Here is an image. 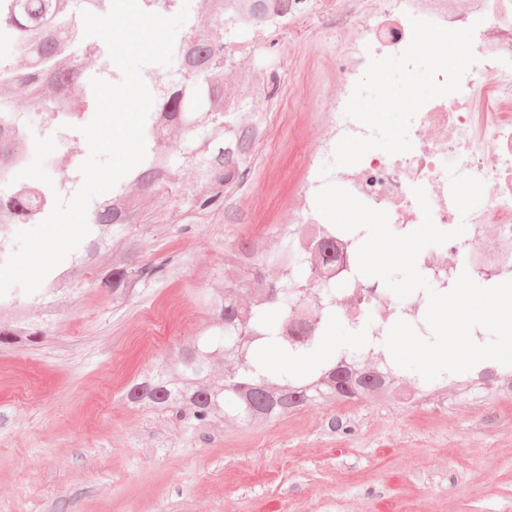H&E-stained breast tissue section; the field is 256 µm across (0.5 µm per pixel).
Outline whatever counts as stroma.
<instances>
[{
    "mask_svg": "<svg viewBox=\"0 0 512 512\" xmlns=\"http://www.w3.org/2000/svg\"><path fill=\"white\" fill-rule=\"evenodd\" d=\"M228 27L224 75L238 121H254L241 76L293 75L291 44L264 59ZM274 161H242L224 207L233 222L191 218L185 196H149L151 219L111 246H143L132 263L161 267L123 307L92 279L54 300L40 344L0 349V512H512V403L480 408L315 403L262 429L189 432L163 413L127 408L119 380L174 365L209 320L201 294L219 288L224 255L266 238L287 207L319 129L282 131Z\"/></svg>",
    "mask_w": 512,
    "mask_h": 512,
    "instance_id": "stroma-1",
    "label": "stroma"
}]
</instances>
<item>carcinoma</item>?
Wrapping results in <instances>:
<instances>
[{"instance_id": "obj_1", "label": "carcinoma", "mask_w": 512, "mask_h": 512, "mask_svg": "<svg viewBox=\"0 0 512 512\" xmlns=\"http://www.w3.org/2000/svg\"><path fill=\"white\" fill-rule=\"evenodd\" d=\"M72 5L73 0H0V28L11 30L19 49L31 59V65L24 69L11 64L0 70V87L24 93L33 111H44L47 99H57L62 108L70 110L81 97L69 85L71 62L82 57L83 46L75 34ZM200 18L207 24L206 34L192 46L183 81L162 91L158 110L162 111L165 131L182 129L194 142L193 151L183 157L186 165L195 168V181L186 191L194 201V211L219 216L224 214V200L243 178L239 161L253 148L258 129L224 112V82L214 77L224 68L222 0H207ZM195 92L205 101L207 111H192ZM162 140L164 137L159 135L148 138L144 161L119 187L124 203L112 208L99 223L110 224L115 230L142 217L144 201L156 187V177L172 173L173 153L161 149ZM27 149V142L15 136L1 142L0 165H7L9 159L27 153ZM139 248L140 242L131 239L120 254L95 252L101 283L111 289L117 305L126 302L155 274L152 268L129 264V255ZM251 248L247 242L230 254L229 261L239 268L240 276L224 279V291L206 297L213 324L183 348L177 375L170 379L163 369L142 373L124 392L127 407L170 412L195 432L204 433L217 422L224 423V431L231 432L242 423L266 426L313 400L333 403L370 394L373 386L369 382L336 372L334 356L313 371L319 383L301 391L288 389L294 381L290 373L273 372L262 364L258 351L265 345L273 344L293 354L314 347L324 307H317V322L309 324L310 339L294 343L281 332V324L267 316L266 306L243 317L237 295L244 290L253 294L266 289L267 306L285 321L293 307L309 299L311 288L321 278V265L334 257L326 254V245H321L314 257L307 259L312 280L304 284L283 269L280 279H270L266 268L279 267L274 255L260 257L252 270L240 266L238 253ZM228 326L239 333L230 346L224 341ZM41 338L42 329L30 313H0V346L33 345Z\"/></svg>"}]
</instances>
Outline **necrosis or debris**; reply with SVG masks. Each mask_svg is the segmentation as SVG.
Segmentation results:
<instances>
[{
  "label": "necrosis or debris",
  "mask_w": 512,
  "mask_h": 512,
  "mask_svg": "<svg viewBox=\"0 0 512 512\" xmlns=\"http://www.w3.org/2000/svg\"><path fill=\"white\" fill-rule=\"evenodd\" d=\"M249 2L259 5L263 14L262 20L248 22L252 54H264L282 35H289L298 57L299 81L320 72L340 87L335 98L307 116L293 111L287 93H272L268 80L251 83L266 156L279 150L280 126L295 128L308 118L322 128L314 156L300 170L298 204L275 220L282 265L297 268L311 249L331 241L336 261L324 271L316 298L326 303L332 317L356 329L368 308L387 310L388 318L375 330L379 336L387 335L394 319L419 322L427 311V294L414 293L395 304L384 289L360 280L353 262L357 238L325 224L315 208V195L331 183L385 211L391 223L419 224L423 213L413 190L420 187L435 224L468 226L466 237L450 240L442 252H421V271L441 282L456 281L463 270L485 280L512 279V0H289L285 8L278 7L276 0ZM414 16L449 29L474 27L476 61L464 75L460 91L433 99L419 110L411 122L410 151L395 155L371 151L356 165L323 171L322 158L334 153L343 136L368 135V128L347 114V102L369 56L397 55L407 48ZM327 42L335 43V51L323 52ZM87 119V113L63 112L50 101L38 123H30L25 113H14L11 132L28 141L53 137L55 153L45 161L51 170L58 155L74 153L77 129ZM450 163L459 173L484 183L480 204L464 217L451 196L446 172ZM453 390L464 396L483 394L492 401L511 400L512 366L498 365L486 377L472 369L408 390L383 383L372 399L386 404L402 395L419 405Z\"/></svg>",
  "instance_id": "4bbe7bcc"
}]
</instances>
